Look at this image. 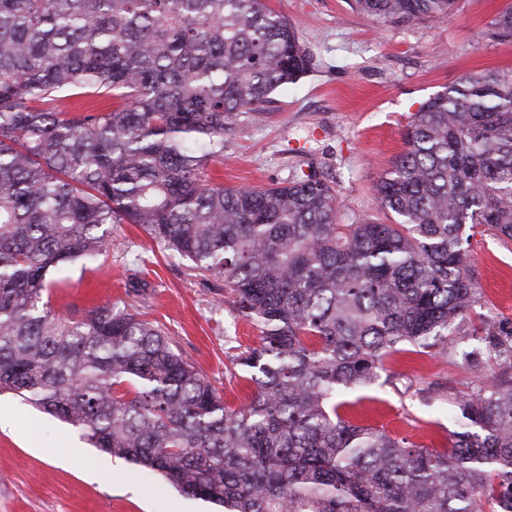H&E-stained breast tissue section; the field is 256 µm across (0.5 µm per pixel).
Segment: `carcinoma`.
Listing matches in <instances>:
<instances>
[{
    "mask_svg": "<svg viewBox=\"0 0 512 512\" xmlns=\"http://www.w3.org/2000/svg\"><path fill=\"white\" fill-rule=\"evenodd\" d=\"M456 0H352L380 24ZM490 36L512 37V4ZM311 60L267 0H0V390L224 512H512V366L452 398L438 451L341 413L386 360L512 356L466 324L478 226L512 240V72L469 76L413 114L375 185L383 217L342 220L317 172L284 186L204 179L224 133L264 116ZM136 224L261 327L232 407L153 323L54 311L47 274Z\"/></svg>",
    "mask_w": 512,
    "mask_h": 512,
    "instance_id": "cac0c4a2",
    "label": "carcinoma"
}]
</instances>
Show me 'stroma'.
<instances>
[{"label": "stroma", "instance_id": "obj_1", "mask_svg": "<svg viewBox=\"0 0 512 512\" xmlns=\"http://www.w3.org/2000/svg\"><path fill=\"white\" fill-rule=\"evenodd\" d=\"M508 0H457L439 23L378 26L350 0H269L295 29L313 70L275 93L262 120L224 136L223 161L205 177L227 187L284 185L312 169L336 183L345 215L377 214L373 185L404 148V131L420 105L444 87L486 70L512 71V39H494L490 23ZM471 260L482 295L473 323L512 329V240L476 230ZM138 267L149 284L128 296L126 278ZM54 310L78 314L116 303L159 325L183 355L233 405L250 388L234 359L258 344L259 325L238 318L223 284L204 279L138 226L112 228L96 262L53 270ZM389 382L350 390L346 415L427 448H446L457 425L451 404L423 401L420 389L442 384L472 392L502 370L495 354L473 362L438 350L399 352L387 360ZM71 437L83 457L57 454ZM154 470L94 448L83 432L39 411L11 391L0 392V512H214Z\"/></svg>", "mask_w": 512, "mask_h": 512}]
</instances>
